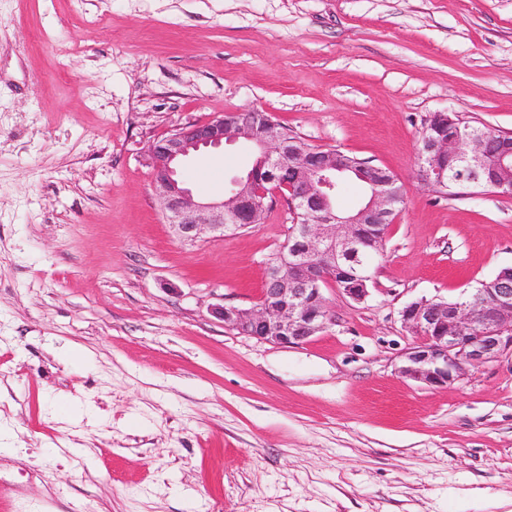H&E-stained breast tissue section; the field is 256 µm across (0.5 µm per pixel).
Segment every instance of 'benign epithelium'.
Returning <instances> with one entry per match:
<instances>
[{"instance_id":"benign-epithelium-1","label":"benign epithelium","mask_w":512,"mask_h":512,"mask_svg":"<svg viewBox=\"0 0 512 512\" xmlns=\"http://www.w3.org/2000/svg\"><path fill=\"white\" fill-rule=\"evenodd\" d=\"M250 121L239 122L237 111L217 115L207 121L184 125L152 142V182L161 200L167 221L175 233L194 241L204 233L224 237V232L242 224H258L266 211L265 199L280 194L294 218L300 245L290 251L288 280L267 277L259 303L251 309L212 307L214 317L241 333L261 342L280 345L303 344L325 328L329 314L322 286L336 282V265L364 251L360 224H390L395 204L403 188L399 178L373 184L365 204L344 213L336 202L337 163L329 149L319 165L279 141L276 126L265 111L253 107ZM487 132H468L461 137L428 134L419 142L418 154L433 161L447 156L459 161V169L474 186L488 185L483 179L487 165ZM254 149L255 162L270 168L292 166L303 172L293 185L263 187L254 183L246 171L232 179L233 189L219 200L196 198L179 177V168L192 154L202 149H218L238 140ZM405 325L418 337L399 372L406 378L429 387H443L465 373L467 366L512 354V284L483 288L472 303L450 304L441 299H421L401 311Z\"/></svg>"}]
</instances>
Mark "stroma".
<instances>
[{"mask_svg":"<svg viewBox=\"0 0 512 512\" xmlns=\"http://www.w3.org/2000/svg\"><path fill=\"white\" fill-rule=\"evenodd\" d=\"M264 109L406 194L363 302L283 346L259 302L293 216L180 239L150 144ZM512 133V0H0V452L7 512H512V356L399 368L410 302L512 267V197L423 183L427 119ZM239 143L180 170L219 197Z\"/></svg>","mask_w":512,"mask_h":512,"instance_id":"obj_1","label":"stroma"}]
</instances>
